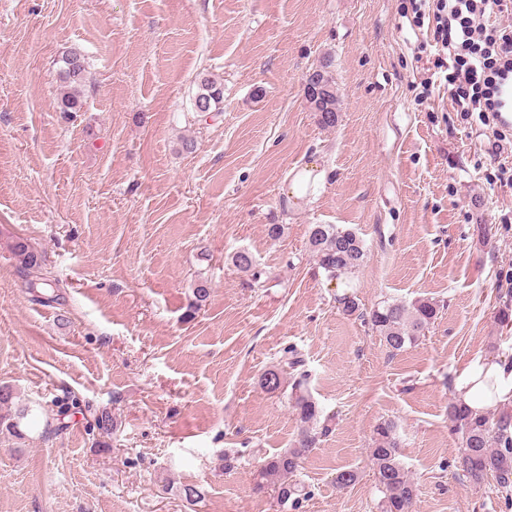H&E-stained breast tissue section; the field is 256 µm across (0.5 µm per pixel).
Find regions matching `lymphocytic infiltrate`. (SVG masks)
Returning <instances> with one entry per match:
<instances>
[{"label": "lymphocytic infiltrate", "mask_w": 512, "mask_h": 512, "mask_svg": "<svg viewBox=\"0 0 512 512\" xmlns=\"http://www.w3.org/2000/svg\"><path fill=\"white\" fill-rule=\"evenodd\" d=\"M413 12L429 6L434 28L433 67L443 70L452 108L463 121L489 124L512 112V26L491 16L512 13V0H410Z\"/></svg>", "instance_id": "lymphocytic-infiltrate-1"}]
</instances>
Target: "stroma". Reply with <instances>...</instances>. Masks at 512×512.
I'll list each match as a JSON object with an SVG mask.
<instances>
[{"mask_svg":"<svg viewBox=\"0 0 512 512\" xmlns=\"http://www.w3.org/2000/svg\"><path fill=\"white\" fill-rule=\"evenodd\" d=\"M408 0H0V384L27 408L0 434V512H278L253 473L298 427L286 393L260 386L300 351L333 432L304 461L299 512H381L369 450L398 426L416 512H512L494 485L454 468L446 406L477 358L512 357V186L481 123L464 125L446 84L421 96L429 25ZM87 59L83 109H55L59 59ZM328 66L336 127L305 95ZM224 86L198 113L196 82ZM193 140L186 152L182 140ZM325 179L302 198L288 180ZM280 224V238L268 227ZM313 224L353 228L367 258L328 279ZM44 255L30 288L10 237ZM250 251L259 279L231 255ZM210 295L194 319L193 284ZM355 294L443 308L399 355L345 315ZM81 411L57 418L56 400ZM113 417L101 433L95 418ZM241 463L224 473V451ZM359 474L338 490L337 471ZM309 168H312L313 171L317 170L318 172L314 173L313 171H310ZM311 176H312V180H313V185L315 187L318 182H320L324 179L325 172L323 170H320V168L317 167L315 164L311 165V167L308 165L305 168V172H303L302 174H296L292 178V180L288 186L289 196H293V195H295L296 197L304 196Z\"/></svg>","mask_w":512,"mask_h":512,"instance_id":"obj_1","label":"stroma"}]
</instances>
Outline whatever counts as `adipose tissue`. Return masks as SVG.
<instances>
[{"label":"adipose tissue","mask_w":512,"mask_h":512,"mask_svg":"<svg viewBox=\"0 0 512 512\" xmlns=\"http://www.w3.org/2000/svg\"><path fill=\"white\" fill-rule=\"evenodd\" d=\"M454 392L458 402L475 412L512 405V361L476 362L456 382Z\"/></svg>","instance_id":"ef3b65f1"}]
</instances>
